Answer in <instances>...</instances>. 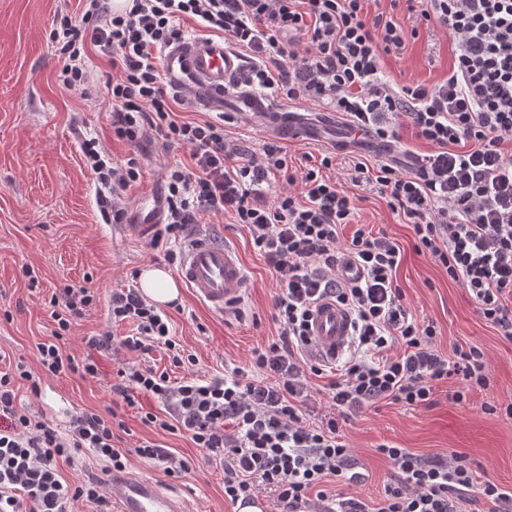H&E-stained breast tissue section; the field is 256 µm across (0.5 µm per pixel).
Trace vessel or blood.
Masks as SVG:
<instances>
[{"label":"vessel or blood","instance_id":"obj_1","mask_svg":"<svg viewBox=\"0 0 512 512\" xmlns=\"http://www.w3.org/2000/svg\"><path fill=\"white\" fill-rule=\"evenodd\" d=\"M244 67L242 54L229 42L199 37L168 47L162 74L171 89H191L192 103L198 110L260 117L291 137H321L324 122H307L302 113L255 94L240 79ZM161 216L160 204L151 195H143L136 230L145 232L160 223ZM179 276L198 300L220 313L233 309L249 286L238 249L208 234L195 233L188 238ZM351 331V317L344 307L331 299L317 303L310 322V337L317 352L326 357L340 355ZM108 489L116 512H190L185 500L168 494L154 480L124 471L113 472Z\"/></svg>","mask_w":512,"mask_h":512}]
</instances>
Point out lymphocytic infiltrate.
Masks as SVG:
<instances>
[{
	"instance_id": "lymphocytic-infiltrate-1",
	"label": "lymphocytic infiltrate",
	"mask_w": 512,
	"mask_h": 512,
	"mask_svg": "<svg viewBox=\"0 0 512 512\" xmlns=\"http://www.w3.org/2000/svg\"><path fill=\"white\" fill-rule=\"evenodd\" d=\"M77 14L59 13L49 40L64 60L65 87L85 91L90 74L87 49L111 56L117 69L107 85L112 98V133L138 145L146 135L190 152L191 167L165 173V213L153 245H165L170 263L177 246L201 214L224 215L243 225L252 245L278 274L277 336L253 349L245 366L230 374L198 375L195 354L173 334L165 311L137 289L113 292V323H132L121 345L137 363L118 369L112 392L127 404L148 394L159 403L144 424L186 433L207 462L224 472V499L237 504L270 495L281 512H305L312 501L322 512H462L477 497L486 512H512V491L476 471L468 456L423 457L386 443L377 447L396 470L382 498L369 504L333 497L329 483L365 482L340 430L342 419L390 401L429 406L438 386L460 380L451 398L463 402L491 385L487 356L474 344L435 347L434 322L408 310L394 275L398 243L387 234L357 229L341 241V226L353 223L356 198L327 170L333 158L313 161L303 178L289 171L282 147L267 143L260 154L230 140L224 117L178 121L157 65L170 45L182 40L178 21L197 19L224 33L246 59L243 81L295 101L327 102L347 127L380 141H400L401 129L430 145L410 169L390 163L369 169L355 162L358 184L375 179L392 213L411 224L417 253L445 269L465 288L480 317L512 342V0H404L408 12L435 22L454 45V61L442 82L394 85L382 73L384 55L402 53L408 33L393 15L370 13L373 0H128L125 11L112 0H79ZM81 150L98 186L104 223L121 224L118 198L141 176L136 158L117 167L84 140ZM287 187L276 196L275 178ZM332 298L353 319L356 350L343 363L314 352L308 327L312 309ZM167 353L181 378L141 366L156 350ZM32 394L40 381L23 364L0 370V512H69L83 499L109 512L105 481L69 480L60 462L87 449L107 470H125L130 456L148 460L166 476L181 477L190 462L148 440L121 444L118 417L82 411L65 428L16 407V383ZM322 381L331 410L312 422L304 406L313 381Z\"/></svg>"
}]
</instances>
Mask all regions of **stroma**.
<instances>
[{
  "instance_id": "1",
  "label": "stroma",
  "mask_w": 512,
  "mask_h": 512,
  "mask_svg": "<svg viewBox=\"0 0 512 512\" xmlns=\"http://www.w3.org/2000/svg\"><path fill=\"white\" fill-rule=\"evenodd\" d=\"M79 8L78 0H0V356L23 362L42 377L37 396L27 382L17 383L19 411L42 413L63 425L71 414L83 410L102 415L115 410L129 430L125 446L153 440L193 464L189 474L173 479L152 462L135 458L130 475L157 480L166 492L185 497L193 512H233L224 501L221 469L205 464L185 435L143 424V413L159 408L153 397L139 396L136 405L130 406L112 393L117 369L131 360L120 341L131 334L132 327L112 324L110 296L117 288L138 287L144 268L165 269L169 263L164 248L152 247L150 235L124 224L103 223L96 181L82 154L81 140L98 138L120 166L130 157L139 158L142 175L121 195L131 213L144 193L164 196L166 167L189 163L190 152L168 151L154 141L134 147L113 139L112 99L106 89L113 70L108 58L98 52L89 54L90 97L61 84L63 60L51 47L48 33L57 13ZM379 9L418 30L402 54L384 56L385 79L400 85L412 81L433 85L446 78L453 59L450 37L410 17L405 7L391 8L390 0H381ZM227 130L231 139L256 153L271 140L295 159L304 153L317 157L334 150V175L341 180L346 179L353 160L370 165L382 160L361 144L335 148L336 136L346 132L341 121L319 141L274 137L263 125L244 117ZM348 191L356 196L358 210L354 223L344 226L342 239H350L359 227L375 234L383 231L395 239L402 250L396 280L407 306L418 318L436 323L440 352H449L456 343L480 346L487 355L491 387L458 403L449 396L451 384L444 383L436 390L433 406L413 409L383 403L350 417L342 425V435L369 477L364 484L342 486V493L368 502L382 497L385 484L394 476L389 460L377 451L382 443L424 457L453 450L466 453L492 480L512 489V419L483 410L487 404L512 401V342L479 316L468 292L450 280L444 269L416 253L410 226L391 212L375 184L352 185ZM202 230L239 250L250 280L237 319L212 311L187 287L182 288L180 301L165 307L176 336L196 356L197 372L207 375L244 364L252 349L275 337L278 277L253 250L242 226L215 216ZM68 285L89 289L95 300L65 332L61 346L64 354L80 361L93 356L99 367L94 377L41 374L37 346L51 341L58 329L50 299ZM106 332L114 339L111 350L89 353L86 338Z\"/></svg>"
}]
</instances>
